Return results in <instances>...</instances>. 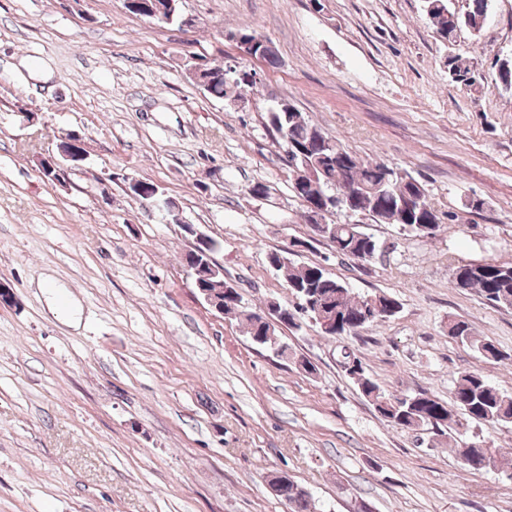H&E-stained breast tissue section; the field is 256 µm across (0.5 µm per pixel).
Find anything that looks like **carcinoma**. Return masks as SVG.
Listing matches in <instances>:
<instances>
[{
    "label": "carcinoma",
    "instance_id": "carcinoma-1",
    "mask_svg": "<svg viewBox=\"0 0 512 512\" xmlns=\"http://www.w3.org/2000/svg\"><path fill=\"white\" fill-rule=\"evenodd\" d=\"M491 0H466V6L456 9L451 0H423V10L436 34L453 41L457 32L467 28L480 33ZM448 80L467 91L482 86L483 77L476 74L472 60L461 54L445 60ZM496 87L512 92V55L495 60ZM200 80L211 95L226 99L243 96L246 88L254 87L256 80L249 70L230 83L224 79V67L203 65ZM268 126L278 136H288V160L292 192L306 211L318 203L323 193L346 191L350 206L335 210L332 215H343V221L326 223L327 229L313 224V230L332 243L336 254L370 263L383 254V247L375 237L363 230L355 218L364 216L376 224H394L407 228L406 235L432 237L440 227L437 210L427 199L423 185L407 173H402L382 162L359 158L345 148L339 139L336 152H330L324 142L331 140L294 105L276 108L267 113ZM218 246L213 239L198 252H189L186 263L198 269L199 282L207 285L223 279L214 274L211 256ZM270 265L283 273L291 294L298 300L288 310L285 326L298 328L302 317H315V311L333 314L340 320V332L357 335L370 327L385 323L401 309L402 303L385 292L356 296L347 283L333 277L320 265L297 264L288 257L273 252ZM464 275L463 289L475 290L489 304L512 309V262H479L457 266L452 275ZM224 315L246 326V334L258 336L269 343L277 339L279 326L264 321L262 315L249 307L224 303ZM448 336L473 349L489 361H502L512 355L501 351L492 341L477 335L466 320H448ZM342 368L359 392L372 404L380 416L393 427L404 430H429L434 435L450 436L463 426V421L479 425L512 424V392L491 384L482 374L466 372L454 383L451 399L445 401L425 391L411 395L394 396L385 393L367 373L360 357L345 354ZM462 466L473 471L484 469V461L507 471L499 458V450L484 434L463 441L459 451ZM280 497L288 502L291 512H317L311 494L293 481L279 489Z\"/></svg>",
    "mask_w": 512,
    "mask_h": 512
}]
</instances>
